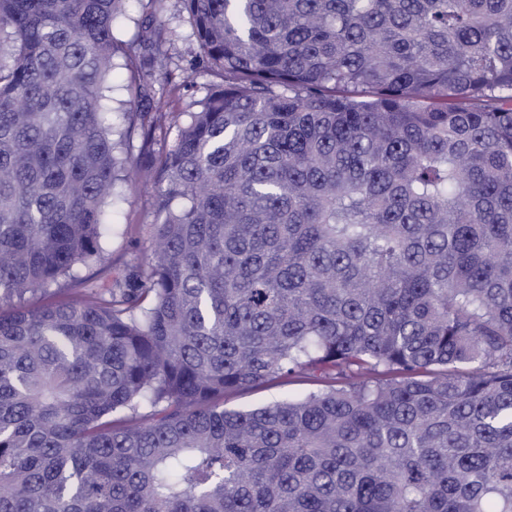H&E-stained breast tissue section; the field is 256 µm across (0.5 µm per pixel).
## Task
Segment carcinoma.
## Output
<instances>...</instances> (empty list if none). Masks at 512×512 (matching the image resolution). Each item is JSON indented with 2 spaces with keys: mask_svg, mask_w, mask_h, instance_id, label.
<instances>
[{
  "mask_svg": "<svg viewBox=\"0 0 512 512\" xmlns=\"http://www.w3.org/2000/svg\"><path fill=\"white\" fill-rule=\"evenodd\" d=\"M179 2L192 111L163 0H0V512H512V0ZM118 58L159 88L116 139ZM216 79L206 72L203 69L198 67V74L196 76V88L194 92H186L185 90H181L180 96L178 99V92L174 96V107L180 110H191L192 103L196 100L203 98L207 92V87L215 81ZM193 93V94H192ZM178 128L174 125L166 126L163 129H156L153 138L145 143L140 132L132 135V154L134 161L142 167L150 164L151 157L158 154L162 150L171 149L177 139ZM154 191L151 184L130 186L112 203L109 258L115 272L131 262H147L151 258ZM317 386L303 378L289 380H277L259 390L224 397V405L227 408H246L264 402L282 398L289 393H303L315 390Z\"/></svg>",
  "mask_w": 512,
  "mask_h": 512,
  "instance_id": "obj_1",
  "label": "carcinoma"
}]
</instances>
